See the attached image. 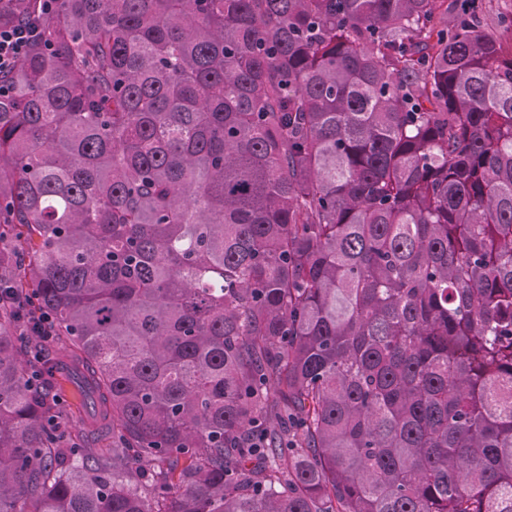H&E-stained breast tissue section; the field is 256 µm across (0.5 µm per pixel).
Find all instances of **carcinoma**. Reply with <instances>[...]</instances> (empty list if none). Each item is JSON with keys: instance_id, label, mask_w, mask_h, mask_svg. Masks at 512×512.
<instances>
[{"instance_id": "obj_1", "label": "carcinoma", "mask_w": 512, "mask_h": 512, "mask_svg": "<svg viewBox=\"0 0 512 512\" xmlns=\"http://www.w3.org/2000/svg\"><path fill=\"white\" fill-rule=\"evenodd\" d=\"M42 26L0 96V234L60 355L0 312V512H512V13ZM70 362L93 450L48 424Z\"/></svg>"}]
</instances>
